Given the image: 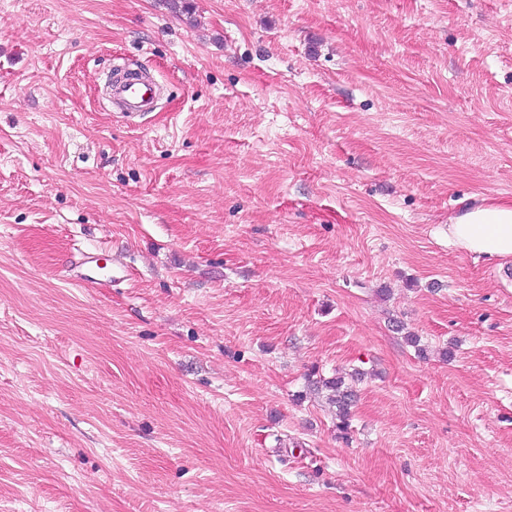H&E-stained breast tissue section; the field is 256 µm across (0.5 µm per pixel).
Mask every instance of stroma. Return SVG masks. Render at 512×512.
<instances>
[{
    "mask_svg": "<svg viewBox=\"0 0 512 512\" xmlns=\"http://www.w3.org/2000/svg\"><path fill=\"white\" fill-rule=\"evenodd\" d=\"M484 199L512 0H0V512H512ZM355 370L343 432L306 379ZM157 96V84L137 75H130L112 87V102H118L120 114L128 121L138 120L152 112ZM448 244L475 255L512 257V199L463 207L449 219ZM129 274L128 264L119 256L112 260V276L109 280L104 281L92 275H85L81 279V287L87 290H95L100 288L104 283H114L126 278Z\"/></svg>",
    "mask_w": 512,
    "mask_h": 512,
    "instance_id": "35a3bbf8",
    "label": "stroma"
}]
</instances>
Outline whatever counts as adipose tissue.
<instances>
[{
    "instance_id": "obj_1",
    "label": "adipose tissue",
    "mask_w": 512,
    "mask_h": 512,
    "mask_svg": "<svg viewBox=\"0 0 512 512\" xmlns=\"http://www.w3.org/2000/svg\"><path fill=\"white\" fill-rule=\"evenodd\" d=\"M448 243L475 255L512 257V199L463 207L449 220Z\"/></svg>"
}]
</instances>
